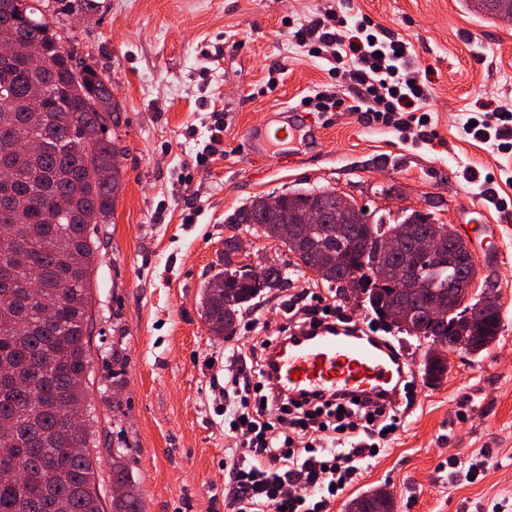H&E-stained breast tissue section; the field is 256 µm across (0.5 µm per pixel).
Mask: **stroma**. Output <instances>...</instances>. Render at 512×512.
<instances>
[{"mask_svg": "<svg viewBox=\"0 0 512 512\" xmlns=\"http://www.w3.org/2000/svg\"><path fill=\"white\" fill-rule=\"evenodd\" d=\"M466 0H351L356 13L413 48L411 68L430 88L422 137H403L359 112H314L301 98L339 81L333 59L300 53L291 33L339 0H97L60 5L66 44L112 80L119 105L122 187L100 225L93 276L88 402L99 491L112 495L113 450L138 480L144 512H225L224 350L254 338L240 326L210 336L199 312L204 283L224 262L228 215L253 197L329 186L370 211L432 213L466 234L479 215L501 247L472 243L478 289L500 297L498 339L480 355L458 351L443 381L427 386L425 349L393 340L412 358L415 401L391 447L371 460L330 512L387 487L393 512H512V153L467 135L476 112L512 108V24L480 18ZM293 111L297 134L279 158L251 154L246 128ZM220 154L196 155L214 124ZM319 125L314 141L304 140ZM337 293L296 272L288 294L259 300L251 315L279 320L288 295Z\"/></svg>", "mask_w": 512, "mask_h": 512, "instance_id": "1", "label": "stroma"}]
</instances>
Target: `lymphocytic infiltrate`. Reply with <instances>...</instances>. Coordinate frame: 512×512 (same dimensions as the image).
Returning <instances> with one entry per match:
<instances>
[{"label":"lymphocytic infiltrate","mask_w":512,"mask_h":512,"mask_svg":"<svg viewBox=\"0 0 512 512\" xmlns=\"http://www.w3.org/2000/svg\"><path fill=\"white\" fill-rule=\"evenodd\" d=\"M293 38L313 57L331 49L355 87L350 97L335 89L318 92L309 100L318 111L367 112L403 133L425 126L418 107L429 89L408 75L409 43L346 10L326 12ZM469 132L496 141L498 150H511L512 110L478 113ZM318 326H342L366 336L377 332L374 324L359 326L321 296H299L290 300L271 336L231 356L235 370L224 380V436L234 442L224 451L226 512H329L402 426L397 408L369 398L296 400L275 392L269 371L275 340Z\"/></svg>","instance_id":"obj_1"}]
</instances>
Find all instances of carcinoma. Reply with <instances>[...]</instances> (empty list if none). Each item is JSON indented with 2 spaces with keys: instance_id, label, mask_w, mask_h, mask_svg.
<instances>
[{
  "instance_id": "obj_1",
  "label": "carcinoma",
  "mask_w": 512,
  "mask_h": 512,
  "mask_svg": "<svg viewBox=\"0 0 512 512\" xmlns=\"http://www.w3.org/2000/svg\"><path fill=\"white\" fill-rule=\"evenodd\" d=\"M11 19V35L37 45L47 66L32 72L19 64L0 61V168L12 179L0 183V265L13 267L15 279L0 282V448L12 455L0 457V512H54L64 500L69 512H105L97 491L93 457V420L83 416L72 426L64 408L84 409L91 368L89 346L92 279L100 242L98 225L108 224L122 184L120 151L112 134V81L76 48L67 49L47 14L48 0H0ZM40 102L47 120L36 129L44 148L23 156L12 148L26 129L27 105ZM282 209L296 214L319 205H336L335 189L325 187L280 195ZM348 219L367 237H384L404 225L419 232L434 223L432 214L404 212L393 221L377 220L351 199ZM264 197L253 198L227 217L230 228L273 237V227L253 217L263 210ZM310 246L294 256V268L304 270L316 254L336 258V275L329 287L346 295L344 281L352 278L367 297L368 310L385 308L397 285L379 279L381 263L410 261L402 255L359 253L339 224H320L310 232ZM236 236L224 240V269L212 280H222L232 298L213 291L200 295L201 317L210 335H236L243 311L251 302L273 291H285L291 278L285 267L272 265L265 279L250 275L248 265L234 260ZM466 256L457 263L429 260L422 265L419 289L433 296H448V285L459 279ZM468 307L446 320L415 326L424 331L430 347L424 374L447 370L441 353L456 336L472 337L471 353L489 346L499 334L500 309L482 324L473 325ZM70 448H83L77 455ZM112 483L121 489L112 496L111 512H144V503L132 470L121 454L112 456Z\"/></svg>"
}]
</instances>
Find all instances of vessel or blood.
Returning a JSON list of instances; mask_svg holds the SVG:
<instances>
[{
	"mask_svg": "<svg viewBox=\"0 0 512 512\" xmlns=\"http://www.w3.org/2000/svg\"><path fill=\"white\" fill-rule=\"evenodd\" d=\"M245 141L252 154L264 158L281 143L268 124L249 127ZM411 366L407 355L396 354L378 337L320 328L278 346L272 374L279 391L290 396L375 394L390 391Z\"/></svg>",
	"mask_w": 512,
	"mask_h": 512,
	"instance_id": "vessel-or-blood-1",
	"label": "vessel or blood"
}]
</instances>
